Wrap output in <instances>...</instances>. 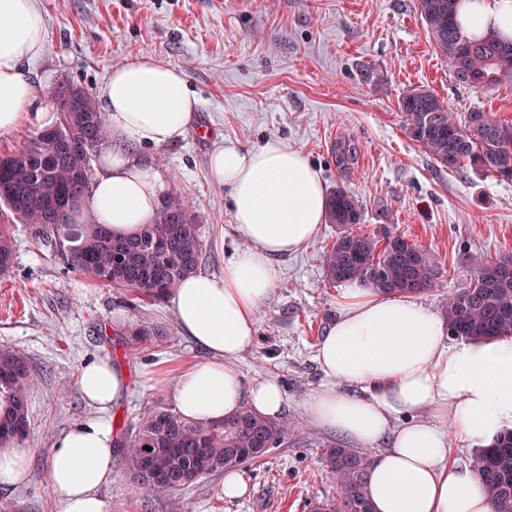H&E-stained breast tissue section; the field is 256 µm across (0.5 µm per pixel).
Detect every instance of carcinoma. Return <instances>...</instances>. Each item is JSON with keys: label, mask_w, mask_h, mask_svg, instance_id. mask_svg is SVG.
I'll return each mask as SVG.
<instances>
[{"label": "carcinoma", "mask_w": 512, "mask_h": 512, "mask_svg": "<svg viewBox=\"0 0 512 512\" xmlns=\"http://www.w3.org/2000/svg\"><path fill=\"white\" fill-rule=\"evenodd\" d=\"M460 0H416L434 49L456 82L477 90L512 82V41L494 31L480 39L465 35L457 21ZM66 84L52 95L59 122L30 135L21 149L0 155V205L32 235L54 242L74 271L93 277L147 303L170 297L182 279L197 271L203 252L199 225L177 194L162 202L152 223L132 237L111 234L94 218L82 235L64 216L72 199L91 187L90 161L107 135L104 113L83 94L82 111L72 112ZM404 130L435 164L471 168L498 180L512 175V123L481 109L460 122L431 90L418 86L398 103ZM363 202L346 189L329 195L328 222L338 234L323 254L331 284L356 280L381 293L418 294L439 278L436 255L400 235L361 233ZM13 266L12 225L0 224V276ZM451 339L512 336V255L476 262L465 286L444 304ZM164 335L142 324L132 341ZM32 373L25 357L0 350V440H20L28 432L27 390ZM288 423L249 409L220 422H188L165 408L148 409L130 424L117 448L134 480L158 497H172L201 478L265 457L262 441L276 446ZM323 463L336 480V496L312 503L311 512H372L367 475L372 456L339 443L323 444ZM475 471L485 482L493 512H512V430L475 450Z\"/></svg>", "instance_id": "1"}]
</instances>
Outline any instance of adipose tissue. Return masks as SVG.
<instances>
[{"mask_svg":"<svg viewBox=\"0 0 512 512\" xmlns=\"http://www.w3.org/2000/svg\"><path fill=\"white\" fill-rule=\"evenodd\" d=\"M465 30L512 40V0H460ZM47 52L40 0H0V135L23 125L45 129L59 115L34 106L27 66ZM109 136L91 192L67 212L72 224L95 217L129 237L150 223L165 184L137 151L181 139L195 118L186 76L161 57L139 55L113 68L101 90ZM209 176L228 187L246 246L214 276L183 279L172 306L184 336L205 359L178 372L174 406L185 420L217 422L242 408L274 418L286 400L273 379L245 382L238 358L254 343L256 310L277 279V259L302 250L327 217L328 194L303 152L279 139L255 148L213 150ZM337 316L316 359L323 382L306 406L314 423L378 452L368 475L373 512H492L472 466L448 460V429L490 444L512 428V337L449 342L445 320L413 294H380L346 281ZM80 392L95 414L46 451L47 482L59 512H109L114 433L109 409L128 389L110 360L86 364ZM387 448H379V441Z\"/></svg>","mask_w":512,"mask_h":512,"instance_id":"adipose-tissue-1","label":"adipose tissue"}]
</instances>
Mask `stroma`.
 Returning <instances> with one entry per match:
<instances>
[{
	"label": "stroma",
	"instance_id": "35a3bbf8",
	"mask_svg": "<svg viewBox=\"0 0 512 512\" xmlns=\"http://www.w3.org/2000/svg\"><path fill=\"white\" fill-rule=\"evenodd\" d=\"M46 55L31 64L38 99L65 82L99 96L113 67L133 55H158L184 72L198 100L184 137L142 158L165 189L185 198L203 242L200 270L224 272L245 246L229 190L209 178L208 158L223 141L259 146L272 138L299 148L327 188L363 200L362 230L400 234L433 250L441 276L422 298L442 310L471 276L476 259L512 254V182L472 169L437 167L405 133L398 101L424 85L458 117L481 109L512 121V83L489 90L457 84L432 48L415 0H42ZM350 145L346 162L336 148ZM12 223L14 264L0 277V348L28 360V434L34 460L25 483L0 487V512H58L45 474V448L92 415L78 376L107 358L129 387L109 412L115 435L150 407L172 408L177 373L204 354L179 331L171 302L142 303L68 270L56 249ZM337 230L322 224L300 253L278 260L275 287L256 316L255 343L238 360L245 382L272 378L287 400L288 438L239 467L248 486L224 496L223 474L185 487L176 504L129 479L121 457L103 489L110 512H309L336 494L320 446L335 432L313 423L306 402L318 388L317 348L336 318L339 288L326 281L322 254ZM163 327L157 342L131 344L128 328Z\"/></svg>",
	"mask_w": 512,
	"mask_h": 512
}]
</instances>
